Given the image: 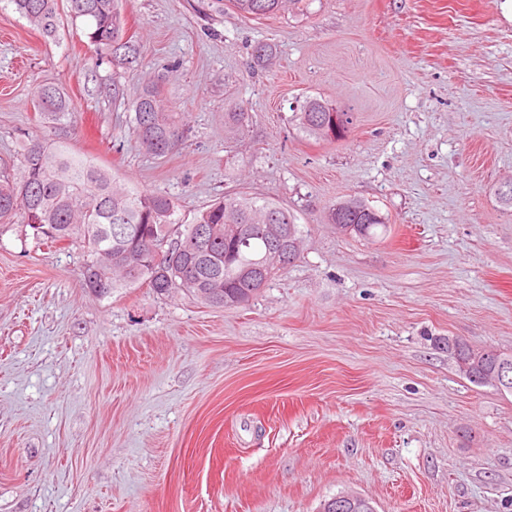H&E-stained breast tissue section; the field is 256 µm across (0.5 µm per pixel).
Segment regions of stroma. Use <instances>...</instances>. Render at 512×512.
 <instances>
[{"instance_id": "35a3bbf8", "label": "stroma", "mask_w": 512, "mask_h": 512, "mask_svg": "<svg viewBox=\"0 0 512 512\" xmlns=\"http://www.w3.org/2000/svg\"><path fill=\"white\" fill-rule=\"evenodd\" d=\"M504 0H120L136 63L0 0V160L63 142L184 222L227 192L278 200L300 258L250 305L83 286L81 245L0 225V512H512V395L461 377L448 337L512 352V21ZM269 55L256 61L257 45ZM158 84L186 145L146 155L129 105ZM73 112L41 119L37 89ZM314 96L345 139L291 123ZM244 112L243 134L224 115ZM358 198L364 240L327 221ZM232 7L245 18H262L284 11L298 0H229ZM350 203L351 206H344ZM328 219L330 224H340V233L349 234L361 239H371L377 235L376 229L387 231L386 218L378 210L365 201L350 198L329 206Z\"/></svg>"}]
</instances>
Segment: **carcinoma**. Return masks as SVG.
I'll return each instance as SVG.
<instances>
[{
    "label": "carcinoma",
    "mask_w": 512,
    "mask_h": 512,
    "mask_svg": "<svg viewBox=\"0 0 512 512\" xmlns=\"http://www.w3.org/2000/svg\"><path fill=\"white\" fill-rule=\"evenodd\" d=\"M17 12L45 38L58 36L64 19L82 24V33L96 49H121L137 59L127 35L119 0H12ZM245 18L275 15L298 0H229ZM132 130L143 150L157 158L179 152L187 139L182 114L165 109L157 85L145 86L133 102ZM42 115H65L73 108L60 89L45 84L37 91ZM336 108L307 97L293 113L292 123L306 136L326 139L320 120ZM36 216L40 227L30 223ZM331 224L340 232L371 239L387 231L386 218L365 201L350 198L329 206ZM0 223L21 224L32 237L53 244H81L86 249L84 284L99 297L114 288L145 284L154 293L185 291L219 308L246 305L269 282L300 257L301 229L278 202L246 192L226 194L185 224L175 201L147 193L118 180L94 159L64 144L47 145L30 138L22 148L20 175L0 168ZM287 224L292 238L282 242L291 260L266 265L274 238L272 225ZM151 241L161 261L142 257V243ZM512 354L490 348L466 379L476 386H495L494 376Z\"/></svg>",
    "instance_id": "1"
}]
</instances>
